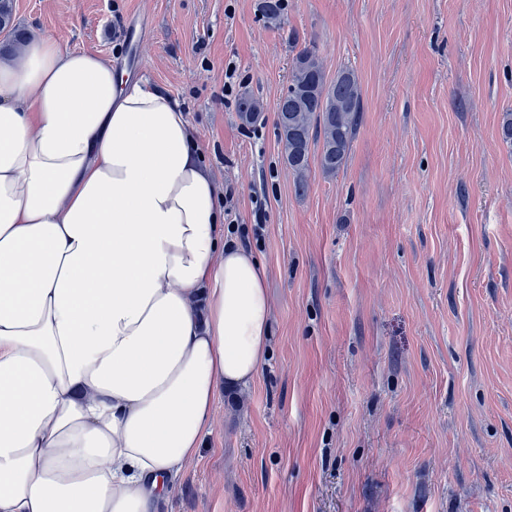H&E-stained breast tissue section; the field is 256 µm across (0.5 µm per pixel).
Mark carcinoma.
Masks as SVG:
<instances>
[{"label":"carcinoma","mask_w":512,"mask_h":512,"mask_svg":"<svg viewBox=\"0 0 512 512\" xmlns=\"http://www.w3.org/2000/svg\"><path fill=\"white\" fill-rule=\"evenodd\" d=\"M263 17L278 20L284 0H263ZM12 42L22 34L12 27L11 0H0V32ZM362 95L354 71L345 68L327 78L315 44L308 43L292 57L288 87L277 104V127L283 144V163L296 178V192L308 189L311 159L325 176L336 175L347 161L360 123Z\"/></svg>","instance_id":"obj_1"}]
</instances>
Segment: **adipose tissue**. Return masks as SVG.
I'll return each mask as SVG.
<instances>
[{
  "label": "adipose tissue",
  "instance_id": "ef3b65f1",
  "mask_svg": "<svg viewBox=\"0 0 512 512\" xmlns=\"http://www.w3.org/2000/svg\"><path fill=\"white\" fill-rule=\"evenodd\" d=\"M265 281L166 91L45 33L0 60V512H157Z\"/></svg>",
  "mask_w": 512,
  "mask_h": 512
}]
</instances>
